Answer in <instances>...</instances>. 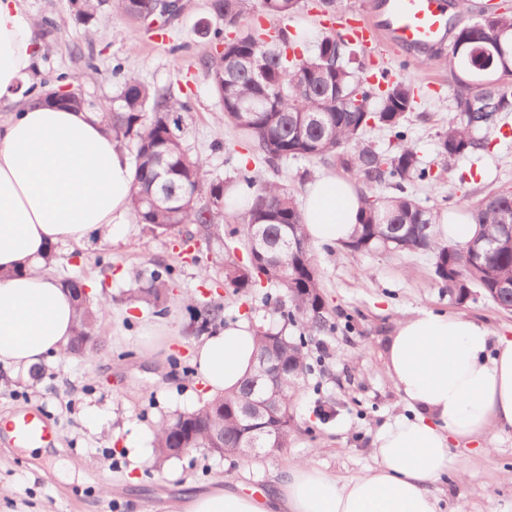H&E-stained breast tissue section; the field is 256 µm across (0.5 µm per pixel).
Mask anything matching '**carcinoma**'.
I'll use <instances>...</instances> for the list:
<instances>
[{"label":"carcinoma","mask_w":512,"mask_h":512,"mask_svg":"<svg viewBox=\"0 0 512 512\" xmlns=\"http://www.w3.org/2000/svg\"><path fill=\"white\" fill-rule=\"evenodd\" d=\"M105 0H71L80 21L96 20ZM312 4L323 15L345 12V0H262L266 16L286 19ZM462 13L479 20L464 26L450 24L452 38L464 37L468 50L448 59L452 111L439 135V155L450 161L460 156H479L489 150L488 134L501 131L500 116L512 112V84L485 83L483 72L473 62L489 44L501 47L512 66V12L497 13L472 0H455ZM213 14L223 26L207 29L204 36L225 44L224 54L209 56L201 65L211 81L223 110L224 125L237 139L224 149L225 163L235 171L234 181L209 177L202 160L190 154L182 132L188 102L176 97L168 86H152L135 74H126L118 93L102 104L107 126L118 141L128 140L135 150L132 197L138 223L167 234L184 224H195L208 237L220 238L221 225L232 226L224 239V287L237 294L263 292L265 302L288 305L283 321L298 328L299 335L256 327L258 351H275L282 363L279 386L268 390L273 413L251 433L241 408L252 398L247 378L239 391L214 397L196 410L194 445L218 456L238 454L257 436L259 448H286L296 424L293 398L300 377L310 369L306 334L333 329L322 293L321 275L313 247L302 224L293 195L281 184L267 180L259 171L278 170V162L302 158L314 163L336 162L364 188V210L359 224L343 248L352 253L377 250L427 254L448 296L462 301L473 292L500 308L512 304V293L497 291L512 284V244L503 241L487 248L480 257L473 246L501 237V225H512V190H498L483 197L467 214L478 226L475 236L463 244L442 238L440 214L420 204L407 186L437 180L421 166L417 151L407 142L406 123L418 105L420 88L412 79L394 77L384 66L374 67L366 58H356L353 44L339 32L330 31L312 52L303 51L302 32L286 27L266 28L255 21L252 0H211ZM117 8L138 23L153 18L158 0H117ZM61 73L28 88L49 96L66 85ZM373 130L389 136L388 149L379 150L368 137ZM254 168L239 161L240 150ZM164 153L170 169L165 180L156 179V152ZM238 185L247 191L251 204L240 214L232 209L229 190ZM391 193L385 194L383 190ZM274 223L264 226L270 247L263 256H252V224L266 216ZM244 257L238 258L237 251ZM173 282V268L158 267L149 273L146 288L132 287L130 296L153 307L163 305ZM274 289L275 293L268 292ZM92 300L77 306L75 336L97 319ZM220 315V305L205 301L191 310V319L203 331ZM174 416L156 429L155 457L160 462L174 458L177 440ZM224 437L212 440L214 430Z\"/></svg>","instance_id":"1"}]
</instances>
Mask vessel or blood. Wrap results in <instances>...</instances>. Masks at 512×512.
<instances>
[{"mask_svg":"<svg viewBox=\"0 0 512 512\" xmlns=\"http://www.w3.org/2000/svg\"><path fill=\"white\" fill-rule=\"evenodd\" d=\"M377 18H351L346 33L366 48L391 43L403 51L421 50L448 36V11L442 0H378ZM13 442L20 448H43L49 443L50 426L36 415L15 421Z\"/></svg>","mask_w":512,"mask_h":512,"instance_id":"1","label":"vessel or blood"}]
</instances>
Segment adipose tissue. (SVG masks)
Returning a JSON list of instances; mask_svg holds the SVG:
<instances>
[{
    "instance_id": "adipose-tissue-1",
    "label": "adipose tissue",
    "mask_w": 512,
    "mask_h": 512,
    "mask_svg": "<svg viewBox=\"0 0 512 512\" xmlns=\"http://www.w3.org/2000/svg\"><path fill=\"white\" fill-rule=\"evenodd\" d=\"M34 31L19 0H0V100L14 101L38 54ZM132 181L101 113L33 95L0 115L1 367L25 372L68 346L76 301L39 265L56 244L129 223ZM362 198L355 180L322 172L301 210L311 242L348 241ZM192 361L209 394L238 389L256 365L253 328L240 320L200 336ZM386 366L409 415L377 435L373 467L340 482L297 462L281 468L274 492L219 486L181 496L179 512H439L433 485L454 448L512 428V336L423 310L397 322Z\"/></svg>"
}]
</instances>
